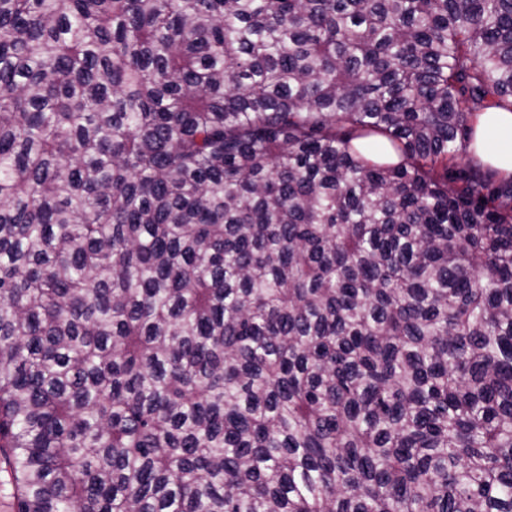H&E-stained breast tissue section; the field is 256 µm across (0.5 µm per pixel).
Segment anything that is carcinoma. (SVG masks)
<instances>
[{
	"label": "carcinoma",
	"mask_w": 512,
	"mask_h": 512,
	"mask_svg": "<svg viewBox=\"0 0 512 512\" xmlns=\"http://www.w3.org/2000/svg\"><path fill=\"white\" fill-rule=\"evenodd\" d=\"M512 0H0L13 512H512ZM475 131L476 147L497 168L512 173V112L490 108L479 113Z\"/></svg>",
	"instance_id": "obj_1"
}]
</instances>
